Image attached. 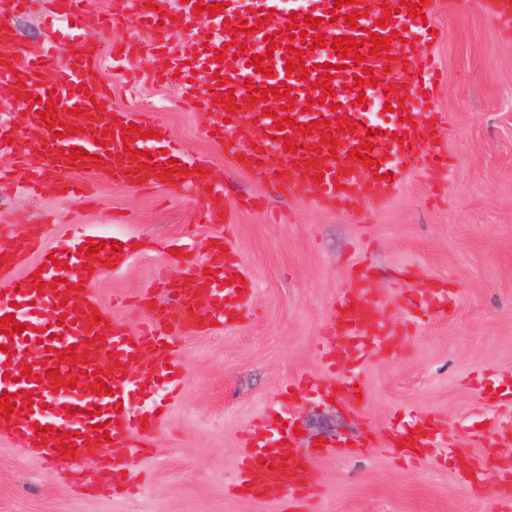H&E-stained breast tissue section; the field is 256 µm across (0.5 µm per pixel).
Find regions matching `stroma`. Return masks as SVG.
<instances>
[{
  "label": "stroma",
  "instance_id": "35a3bbf8",
  "mask_svg": "<svg viewBox=\"0 0 512 512\" xmlns=\"http://www.w3.org/2000/svg\"><path fill=\"white\" fill-rule=\"evenodd\" d=\"M108 8L109 0H90L92 16L73 34L79 41H135L128 62L102 67L113 110H154L187 153L223 170L224 208L256 282L252 313L244 323L204 333L183 328L177 357L186 370L184 396L153 447L125 459L137 481L133 492L79 495L73 478L0 432V512H281L278 496L252 500L231 489L244 432L271 415L298 425V453L321 440L352 449L318 462L312 512H512V498L498 492L499 483L512 480V408L498 400L500 388L512 384V29L474 0H436L433 54L447 79L434 108L450 166L408 174L362 223L259 180L232 143L205 138L207 112L175 87L126 90V74L143 75L161 61L147 50L154 33L132 17L102 32L93 16ZM204 204L182 184L138 191L104 180L95 203L86 205L52 188L29 194L18 182H0V226L14 233L46 216L43 242L50 247L79 227L138 243L122 270L94 285L107 307L155 288L161 274L177 278L180 268L167 263L177 244L191 241L201 255L223 234V225L198 222ZM360 266L368 296L401 340L358 367L368 397L353 407L326 395L331 377L318 345ZM404 269L447 285L453 314L408 320L416 299L410 280L399 276ZM114 309L131 331L145 321L139 308ZM302 374L317 378V389L296 404L282 402L285 383ZM420 421L437 427L426 458H395L385 443L388 428ZM477 458L490 462L489 484H460L456 469Z\"/></svg>",
  "mask_w": 512,
  "mask_h": 512
}]
</instances>
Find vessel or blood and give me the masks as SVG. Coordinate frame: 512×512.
<instances>
[{
	"instance_id": "b4317fda",
	"label": "vessel or blood",
	"mask_w": 512,
	"mask_h": 512,
	"mask_svg": "<svg viewBox=\"0 0 512 512\" xmlns=\"http://www.w3.org/2000/svg\"><path fill=\"white\" fill-rule=\"evenodd\" d=\"M214 0H186L174 19L161 20L158 11L163 0H119L123 11L131 13L147 30L158 26L192 25L215 20L219 28L209 43L196 40L175 46L164 41L155 48L166 64L156 73L159 82L177 84L186 91L196 90L194 73L210 71L207 87L200 99L211 112L204 133L213 142L227 140L231 125L245 114L255 113L257 104L250 101L247 81L264 86L282 83L291 87L294 107L289 116L294 129L288 130L290 142L299 147V165L280 172L268 164L271 153H283L282 142L276 141L278 101H267L269 116L260 118L265 136L255 146L240 148L245 158L256 160L258 177L300 195L322 209L350 212L366 218L384 206L402 186L405 175L414 169H446L448 156L438 145L441 120L433 108L434 96L443 79V72L434 60H423L422 54L437 24L430 0L419 5L418 16H410L400 8V0H352L337 6L336 0H306L301 14L319 18L323 47L305 50L303 61L307 79L286 72V41H278L271 58L272 75L265 76L247 67L248 58L257 54L256 46L266 36L285 28L291 19L283 8V0H229L223 11L209 15L206 7ZM89 0H54L55 22L50 45L31 53L17 47L8 28H0V89L11 90L17 103L26 110V123L21 131L0 127V152H9L16 160L17 170L32 188L55 186L64 195L75 196L88 191V184L76 181L77 173L109 178L133 189L164 186L179 181V174L165 171L168 159L195 170V181L220 196L224 189L222 171L206 160L187 154L168 133L162 132L151 112H120L110 109V96L100 76L103 58L118 59L129 55L134 43L112 44L110 50L95 43H69L64 34L72 21L88 13ZM269 9L271 17L262 18L261 9ZM358 12L357 25L343 21L344 15ZM388 25H381V18ZM251 26L249 34H241L242 26ZM390 37L389 59L370 55L364 41L369 33ZM354 37L360 42L363 65H352L343 76L334 78L336 96L325 95L313 83L321 74L322 64H338L333 51L335 38ZM224 50L223 61H215L217 50ZM371 68L377 86L358 84L357 76ZM224 84H217V77ZM232 94L234 107H227L221 97ZM365 97L357 105L356 97ZM55 101L57 109H71L66 122H58L55 112H47V101ZM339 112H332V104ZM404 104L409 121H401L393 107ZM347 114L353 126L335 133L331 124L337 113ZM326 121L324 133L336 136L335 143L321 139L322 133L304 134L303 124ZM139 125L145 138L124 142L123 129ZM369 137L375 148L370 160L349 157L348 151L361 147L362 137ZM86 150L83 158H70L71 148ZM152 152V159L142 157V150ZM384 172L376 179L374 171ZM7 241V254L12 263L26 261L31 252H40L45 268L39 279L14 277L10 266L0 263V319L14 316L22 331L0 334V392L13 395L15 409L10 416L0 415V430L22 448H34L47 465L57 468L79 454L85 443L101 448L94 472L101 482L112 488L125 486V466L119 453H137L148 447L153 435L164 422L150 398L155 389H162L167 401L181 394L185 374L173 363L177 325H191L210 330L213 323L243 321L254 298L252 273L242 263L231 234H224L215 247L197 255L192 244L182 246L176 261L183 275L174 288L176 305L166 309L155 305V292H148L141 307L148 318L139 333H130L126 325L106 308L93 291L94 282L103 273L116 271V261L101 242L107 234L92 232L79 236L65 247L45 256L39 227H32L24 236L0 233ZM99 245L93 257H85L81 247L86 242ZM243 276L241 285H234L235 276ZM418 309L424 315L448 317L447 288L437 286L418 293ZM397 345L394 329L386 327L359 289L344 290L336 301L332 319L323 336L320 353L327 370L334 375L332 384L336 397L348 404H357L359 387L344 374L346 366H360L372 354L376 343ZM75 347L74 358L60 360V351ZM31 369V379H24L23 369ZM58 370L50 378L48 370ZM106 383L110 395L94 396L96 414L84 413L81 396L86 387ZM74 414H67V407ZM48 430L46 443H38L37 429ZM107 429L109 439L98 436ZM263 435H250L247 450L238 462L237 489L243 495L262 499L274 491H282L289 508L309 496L315 487L317 460L343 454L340 446H325L306 456L292 454L289 445L293 432L284 428L278 417H269ZM70 436V450L60 453L59 433ZM431 435L414 432L406 436L395 430L391 444L397 457H408L411 449L428 447Z\"/></svg>"
}]
</instances>
